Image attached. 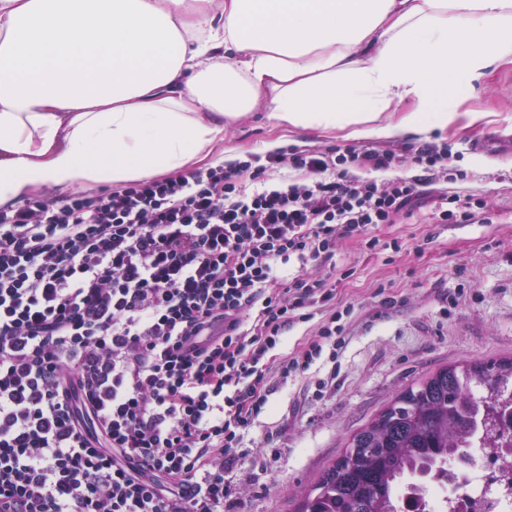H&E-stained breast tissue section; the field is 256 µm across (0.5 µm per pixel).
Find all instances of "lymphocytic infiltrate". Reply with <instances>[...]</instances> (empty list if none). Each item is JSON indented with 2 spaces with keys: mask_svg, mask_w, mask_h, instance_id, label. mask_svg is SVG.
Listing matches in <instances>:
<instances>
[{
  "mask_svg": "<svg viewBox=\"0 0 512 512\" xmlns=\"http://www.w3.org/2000/svg\"><path fill=\"white\" fill-rule=\"evenodd\" d=\"M450 159L283 148L1 209L0 512H236L271 380L323 369L324 388L348 345L321 265L388 250L378 228L428 194L436 223L490 222L448 192Z\"/></svg>",
  "mask_w": 512,
  "mask_h": 512,
  "instance_id": "1",
  "label": "lymphocytic infiltrate"
}]
</instances>
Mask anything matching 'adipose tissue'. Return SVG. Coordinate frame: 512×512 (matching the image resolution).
Here are the masks:
<instances>
[{
    "label": "adipose tissue",
    "mask_w": 512,
    "mask_h": 512,
    "mask_svg": "<svg viewBox=\"0 0 512 512\" xmlns=\"http://www.w3.org/2000/svg\"><path fill=\"white\" fill-rule=\"evenodd\" d=\"M500 63L512 0H0V208L187 172L257 110L353 138L471 125Z\"/></svg>",
    "instance_id": "1"
}]
</instances>
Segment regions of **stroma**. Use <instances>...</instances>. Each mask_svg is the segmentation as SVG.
<instances>
[{"label": "stroma", "mask_w": 512, "mask_h": 512, "mask_svg": "<svg viewBox=\"0 0 512 512\" xmlns=\"http://www.w3.org/2000/svg\"><path fill=\"white\" fill-rule=\"evenodd\" d=\"M467 109L480 122L429 133L447 143L458 175L449 192L476 195L491 207L489 224H436L417 213L380 228L401 252L374 254L346 243L333 268L352 274L340 283L354 307L349 344L333 386L312 396V378L278 387L273 406L250 432L262 446L242 459L234 480L242 489L239 512H294L343 454L351 436L411 383L444 366L512 359V66L494 70L478 85ZM419 135L355 139L322 135L267 122L253 112L228 124L224 146L234 158L283 148H402ZM462 289L456 307L449 291ZM384 290L391 305L376 295Z\"/></svg>", "instance_id": "35a3bbf8"}]
</instances>
